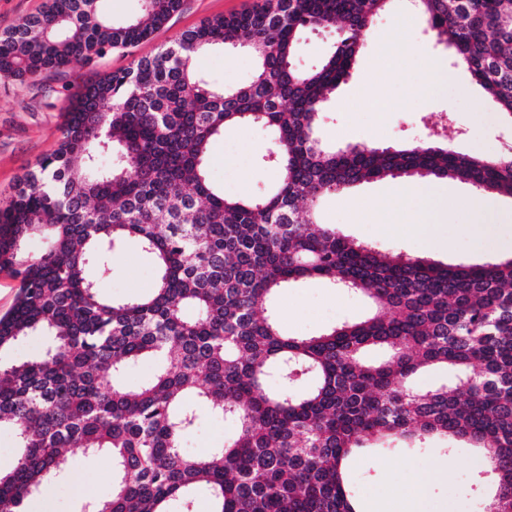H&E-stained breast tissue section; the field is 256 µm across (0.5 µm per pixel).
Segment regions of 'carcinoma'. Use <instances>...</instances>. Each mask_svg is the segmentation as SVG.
I'll use <instances>...</instances> for the list:
<instances>
[{
  "instance_id": "1",
  "label": "carcinoma",
  "mask_w": 512,
  "mask_h": 512,
  "mask_svg": "<svg viewBox=\"0 0 512 512\" xmlns=\"http://www.w3.org/2000/svg\"><path fill=\"white\" fill-rule=\"evenodd\" d=\"M101 2L47 0L0 32V81L35 85L94 65L149 39L182 6L141 0V17L117 22ZM390 2L264 0L71 96L54 148L0 194V272L18 282L0 352L51 338L39 354L0 361V431L20 449L0 473V512H22L75 448L112 458V497L92 512H194L201 487L210 512H357L347 479L357 451L434 440L477 449L491 512H512V257L443 265L319 222L323 197L388 176L452 178L512 198V161L429 142L336 149L321 137L330 96ZM415 9L512 120V0ZM321 29L337 31L330 52L297 68L302 35ZM224 46L254 57L248 85L215 87L193 64ZM243 124L273 133L278 182L259 197L224 193L208 170L212 141ZM130 239L152 259L155 287L115 301L98 279ZM309 279L364 294L372 312L285 335L272 301ZM372 349L384 357L368 360ZM141 360L156 364L154 376L130 389L121 374ZM430 368L452 380L413 390ZM200 406L233 418L236 433L189 454L181 441Z\"/></svg>"
}]
</instances>
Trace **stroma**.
Returning a JSON list of instances; mask_svg holds the SVG:
<instances>
[{
  "label": "stroma",
  "mask_w": 512,
  "mask_h": 512,
  "mask_svg": "<svg viewBox=\"0 0 512 512\" xmlns=\"http://www.w3.org/2000/svg\"><path fill=\"white\" fill-rule=\"evenodd\" d=\"M262 0H183L181 10L134 52L115 50L93 67L72 65L65 74L49 76L29 88L0 83V192L9 191L18 176L26 172L54 145L68 98L98 74L125 67L132 56L151 55L179 33L205 19L247 11ZM407 0H392L387 12L373 23L372 33L351 71L326 107L323 139L343 148L354 144L379 147L398 146L439 133L449 124L446 144L455 150L491 156L512 145V123L484 122L483 113L493 105L469 72L457 67L451 49L439 43L420 16L406 18ZM429 59L448 72V80L431 93H422L425 74L420 59ZM202 71L215 85L227 88L249 83L254 60L246 52L220 48L201 63ZM390 71L389 80L378 77ZM270 141L269 131L260 125L226 128L210 146L209 172L215 183H223L231 154L244 156L246 163L234 170L237 195L258 196L277 180L273 165L262 162ZM397 180L385 177L358 184L350 191L328 196L321 205L324 223L335 225L344 235L381 250L429 259L441 264H482L499 257L498 249L486 245L478 227L488 215H495L500 239L512 242V198L497 195L476 197L467 184L455 179H431L428 187L444 198L459 199L450 208L440 231L449 248L429 246L423 234L412 231V224L428 222L424 206L411 197L395 198ZM392 200L395 225L375 223L364 211L365 203ZM155 283V269L135 243L114 250L111 271L99 282L104 296L118 299L148 293ZM274 309L284 332L291 336H313L321 330L362 318L369 309L366 297L354 292L329 288L322 281L310 280L298 288H286L274 299ZM236 429L232 418L211 414L199 408L195 426L184 437L182 446L195 454L220 446ZM448 461L451 472L447 483L435 486L430 497L432 512H490L488 496L476 488L474 479L483 462L468 450L446 452L443 448L397 451L372 458L357 454L350 477L358 498L399 493L428 478L433 466ZM112 460L101 455L85 457L74 450L66 475L53 483L48 495H36L25 506L26 512H83L89 503L112 495Z\"/></svg>",
  "instance_id": "stroma-1"
}]
</instances>
